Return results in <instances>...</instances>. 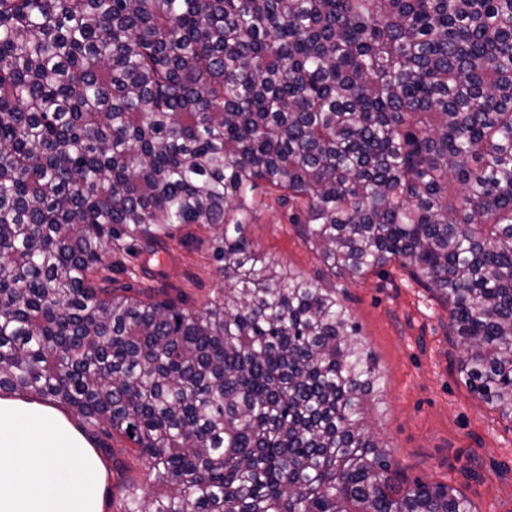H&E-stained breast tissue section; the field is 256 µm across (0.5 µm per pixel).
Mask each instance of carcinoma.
<instances>
[{
	"mask_svg": "<svg viewBox=\"0 0 512 512\" xmlns=\"http://www.w3.org/2000/svg\"><path fill=\"white\" fill-rule=\"evenodd\" d=\"M261 186L331 271L436 292L512 421V0H0V391L129 441L162 491L124 512H474L368 431L374 359L253 248ZM185 224L199 310L151 286ZM213 230L195 225L183 226L169 241L171 257L164 261L166 278L155 282V287L172 296H181L186 306L200 309L224 290V278L212 257Z\"/></svg>",
	"mask_w": 512,
	"mask_h": 512,
	"instance_id": "cac0c4a2",
	"label": "carcinoma"
}]
</instances>
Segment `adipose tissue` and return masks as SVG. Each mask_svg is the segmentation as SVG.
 <instances>
[{
	"label": "adipose tissue",
	"mask_w": 512,
	"mask_h": 512,
	"mask_svg": "<svg viewBox=\"0 0 512 512\" xmlns=\"http://www.w3.org/2000/svg\"><path fill=\"white\" fill-rule=\"evenodd\" d=\"M106 477L63 411L0 392V512H103Z\"/></svg>",
	"instance_id": "obj_1"
}]
</instances>
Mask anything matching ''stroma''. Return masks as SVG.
<instances>
[{"instance_id": "1", "label": "stroma", "mask_w": 512, "mask_h": 512, "mask_svg": "<svg viewBox=\"0 0 512 512\" xmlns=\"http://www.w3.org/2000/svg\"><path fill=\"white\" fill-rule=\"evenodd\" d=\"M255 198L257 211L244 230L257 253L278 270L335 289L358 339L374 355L382 387L366 403V419L406 480L454 486L476 512H512V423L474 397L458 374L463 352L449 334L443 302L395 262L353 281L332 275L292 223L288 206L261 188ZM213 236L194 225L176 230L158 289L193 309L221 292L224 279L212 257ZM125 447L114 439L105 460L104 512H121L128 480L142 482L150 493L159 490Z\"/></svg>"}]
</instances>
